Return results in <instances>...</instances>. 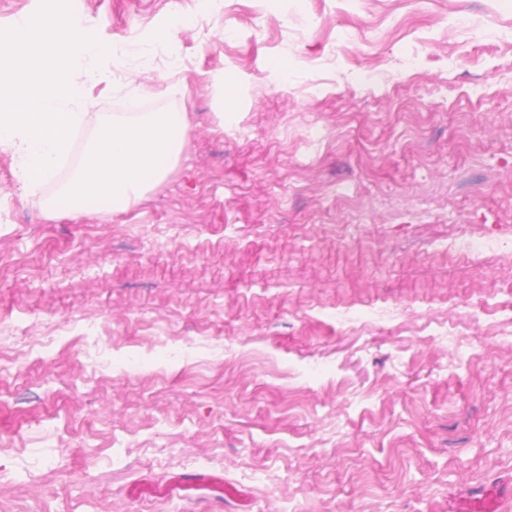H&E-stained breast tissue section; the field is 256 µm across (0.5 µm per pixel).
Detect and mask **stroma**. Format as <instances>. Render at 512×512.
<instances>
[{
	"instance_id": "obj_1",
	"label": "stroma",
	"mask_w": 512,
	"mask_h": 512,
	"mask_svg": "<svg viewBox=\"0 0 512 512\" xmlns=\"http://www.w3.org/2000/svg\"><path fill=\"white\" fill-rule=\"evenodd\" d=\"M224 5L73 0L184 51L87 88L188 116L137 203L0 150V512H502L512 0Z\"/></svg>"
}]
</instances>
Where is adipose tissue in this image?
Instances as JSON below:
<instances>
[{"instance_id": "obj_1", "label": "adipose tissue", "mask_w": 512, "mask_h": 512, "mask_svg": "<svg viewBox=\"0 0 512 512\" xmlns=\"http://www.w3.org/2000/svg\"><path fill=\"white\" fill-rule=\"evenodd\" d=\"M175 125L189 127L186 118L174 121L163 112L145 113L132 122L101 114L97 140L56 208L79 215L83 201L92 197L138 201L148 182L161 180L167 172V162L178 147L170 136Z\"/></svg>"}]
</instances>
